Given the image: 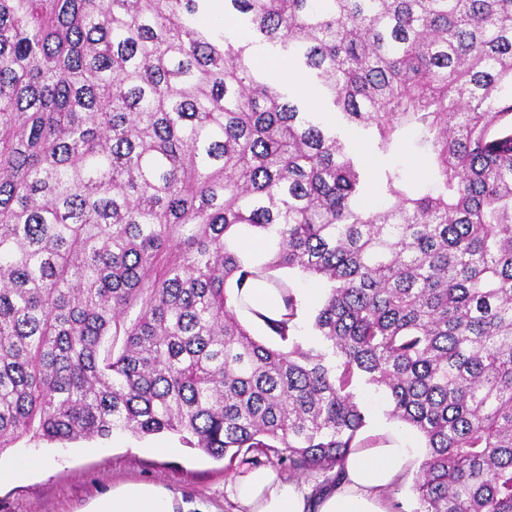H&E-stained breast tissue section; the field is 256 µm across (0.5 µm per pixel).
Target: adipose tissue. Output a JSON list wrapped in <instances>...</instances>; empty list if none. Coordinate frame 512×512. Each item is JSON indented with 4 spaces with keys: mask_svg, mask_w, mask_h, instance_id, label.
<instances>
[{
    "mask_svg": "<svg viewBox=\"0 0 512 512\" xmlns=\"http://www.w3.org/2000/svg\"><path fill=\"white\" fill-rule=\"evenodd\" d=\"M377 445L359 448L345 462L340 483L306 499L298 483L268 469L236 479L238 512H393L392 492L420 454L403 428L388 425L373 433ZM88 512H216L214 506L193 500L176 502L166 488L150 483H127L113 488Z\"/></svg>",
    "mask_w": 512,
    "mask_h": 512,
    "instance_id": "1",
    "label": "adipose tissue"
}]
</instances>
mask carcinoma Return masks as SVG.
Segmentation results:
<instances>
[{"instance_id":"obj_1","label":"carcinoma","mask_w":512,"mask_h":512,"mask_svg":"<svg viewBox=\"0 0 512 512\" xmlns=\"http://www.w3.org/2000/svg\"><path fill=\"white\" fill-rule=\"evenodd\" d=\"M210 3L0 0V452L166 433L337 482L363 380L425 439L419 512H512V0H224L240 40ZM280 269L325 284L322 348ZM254 59L258 68L266 71L269 69L273 72L280 71V67L276 65L277 61L266 52L257 53ZM270 75L280 83L286 84L296 90V92L306 100V103L310 108L314 110H322L324 108L322 101L319 99L314 89L304 82L298 74L281 73L273 75L270 73ZM351 136L357 140L365 162L371 169L401 165L410 178H418L423 174L425 156L418 146L419 137L415 132L406 133L396 150L388 155L374 153L361 136L355 133ZM318 302L311 305H305L303 307L301 321L299 323L298 331L296 332L297 340L306 348L319 349L322 347L320 337L314 336L311 329L313 317L322 301L320 303Z\"/></svg>"}]
</instances>
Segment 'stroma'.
<instances>
[{"instance_id":"obj_1","label":"stroma","mask_w":512,"mask_h":512,"mask_svg":"<svg viewBox=\"0 0 512 512\" xmlns=\"http://www.w3.org/2000/svg\"><path fill=\"white\" fill-rule=\"evenodd\" d=\"M418 140L416 133H406L387 155L374 153L365 143L360 149L370 168L399 165L417 178L425 165ZM158 442L170 446V454H145L146 446ZM14 451L40 456L45 464L15 483L0 486V512H84L90 501L127 482L159 483L175 496L207 502L218 512H236L232 485L247 470L246 464L227 465L167 434L140 438L116 432L107 438L53 443L22 440Z\"/></svg>"}]
</instances>
